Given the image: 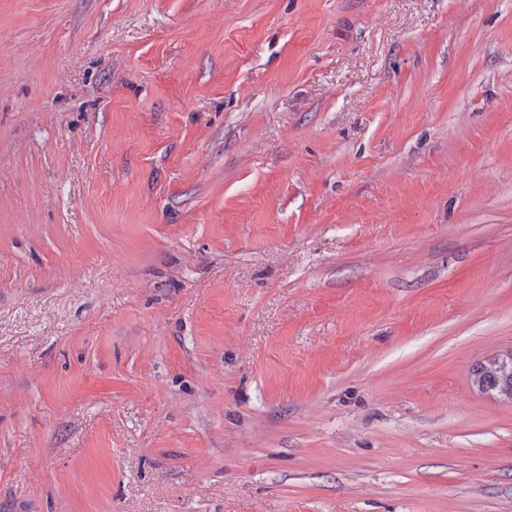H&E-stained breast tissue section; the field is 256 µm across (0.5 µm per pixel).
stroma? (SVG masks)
<instances>
[{
	"label": "stroma",
	"instance_id": "stroma-1",
	"mask_svg": "<svg viewBox=\"0 0 512 512\" xmlns=\"http://www.w3.org/2000/svg\"><path fill=\"white\" fill-rule=\"evenodd\" d=\"M512 0H0V512H512Z\"/></svg>",
	"mask_w": 512,
	"mask_h": 512
}]
</instances>
